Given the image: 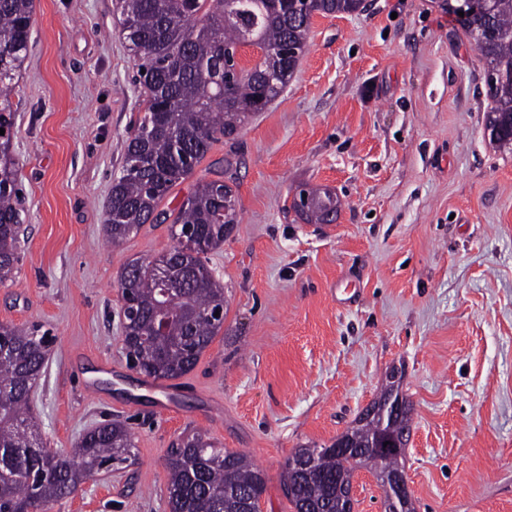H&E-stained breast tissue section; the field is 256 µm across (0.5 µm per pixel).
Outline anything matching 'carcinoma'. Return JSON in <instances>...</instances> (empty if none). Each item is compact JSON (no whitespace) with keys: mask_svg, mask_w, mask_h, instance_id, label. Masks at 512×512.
Segmentation results:
<instances>
[{"mask_svg":"<svg viewBox=\"0 0 512 512\" xmlns=\"http://www.w3.org/2000/svg\"><path fill=\"white\" fill-rule=\"evenodd\" d=\"M445 5L487 62L485 84L494 106L485 113L484 128L494 144L512 150V0H486L482 11L463 17L458 0ZM363 7L364 0H117L127 48L143 69L139 77L148 96L112 183L108 240L119 243L153 222L159 203L213 143L233 138L283 92L307 51L314 16L352 14ZM32 16L33 0H0L1 284L19 261L10 98L27 57ZM244 45L262 50V59L224 80V49ZM300 193L309 196L307 209L299 212L307 221L327 222L336 214L330 191ZM237 223L232 188L200 181L172 222L174 246L122 271L117 288L128 303L126 344L144 375L182 377L223 328L214 311L224 308V285L213 277L205 255L223 244ZM161 315L168 319L162 333L156 330ZM46 356L45 337L0 323V512H48L84 480L134 456L131 435L119 422L89 431L68 454L38 439L29 400ZM402 378L401 371L390 370L379 397L333 443L306 445L288 458L282 490L295 512H336L341 489L357 467L377 475L400 468V454L385 455L381 447L389 440L404 444L409 437L411 405L396 415L392 410L403 397ZM345 439L356 455L336 453ZM167 470L170 512H261L265 474L238 451H221L194 435L173 449Z\"/></svg>","mask_w":512,"mask_h":512,"instance_id":"obj_1","label":"carcinoma"}]
</instances>
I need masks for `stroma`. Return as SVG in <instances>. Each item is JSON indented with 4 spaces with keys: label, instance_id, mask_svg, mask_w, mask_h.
I'll use <instances>...</instances> for the list:
<instances>
[{
    "label": "stroma",
    "instance_id": "stroma-1",
    "mask_svg": "<svg viewBox=\"0 0 512 512\" xmlns=\"http://www.w3.org/2000/svg\"><path fill=\"white\" fill-rule=\"evenodd\" d=\"M365 4L315 16L283 93L113 244L107 204L146 89L116 0H34L0 322L51 338L30 400L47 447L71 452L108 420L135 444L51 512H169L167 460L197 433L265 473L261 512H294L288 457L354 426L394 366L416 512H512V151L485 132L486 62L444 0ZM202 180L236 198L238 224L207 255L227 315L194 370L156 380L129 366L117 280L173 246ZM305 185L336 194L334 224L293 210Z\"/></svg>",
    "mask_w": 512,
    "mask_h": 512
}]
</instances>
